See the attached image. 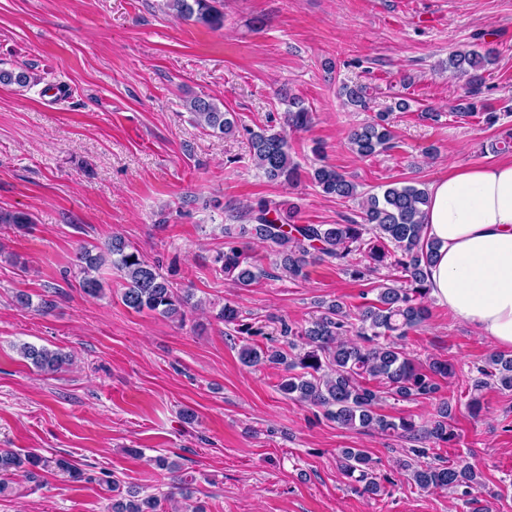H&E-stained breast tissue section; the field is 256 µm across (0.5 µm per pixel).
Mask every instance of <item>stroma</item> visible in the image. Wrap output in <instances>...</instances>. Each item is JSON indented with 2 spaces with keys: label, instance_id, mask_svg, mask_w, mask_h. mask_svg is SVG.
<instances>
[{
  "label": "stroma",
  "instance_id": "stroma-1",
  "mask_svg": "<svg viewBox=\"0 0 512 512\" xmlns=\"http://www.w3.org/2000/svg\"><path fill=\"white\" fill-rule=\"evenodd\" d=\"M160 0H0V69H27L26 87L0 84V211L30 216L0 224V448L61 455L91 474L73 482L43 472L0 497V512H107L96 477L163 495L172 477L150 459L166 455L194 476L206 512H512V392L483 390L469 402L476 367L495 348L429 302L430 316L401 342L417 366L453 365L437 398L384 395L377 411L419 424L440 400L452 406L458 437L440 453L480 472L472 503L422 490L401 474L404 439L362 432L280 394L282 368L244 365L235 325L276 334L279 321L307 326L319 301L362 304L374 281L316 262L306 279L285 277L267 244L249 254L259 269L246 288L226 280L214 258L231 212L259 199L294 201L302 224L359 218L362 196L393 183L430 187L453 164H489L512 132V0H224L214 31L160 11ZM491 51L494 62L465 75L447 71L450 52ZM363 85L368 110L345 105L342 85ZM63 85L67 95L55 99ZM311 109L308 128L289 132L300 179L267 180L245 136L198 128L185 109L213 98L239 123L264 125L286 109L283 94ZM468 97L500 115L458 117ZM410 108L402 112L399 101ZM388 113L393 138L368 158L349 132ZM353 179L340 199L311 179L316 157ZM121 237L203 309L179 323L137 312L120 298L111 266L104 295L82 293V248ZM31 299L16 303V294ZM55 308L36 311L44 299ZM28 342L74 356L47 375L16 351ZM194 413L185 419L184 410ZM361 448L394 480L385 495L352 491L342 449Z\"/></svg>",
  "mask_w": 512,
  "mask_h": 512
}]
</instances>
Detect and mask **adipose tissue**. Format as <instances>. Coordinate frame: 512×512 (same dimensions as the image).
<instances>
[{
	"instance_id": "1",
	"label": "adipose tissue",
	"mask_w": 512,
	"mask_h": 512,
	"mask_svg": "<svg viewBox=\"0 0 512 512\" xmlns=\"http://www.w3.org/2000/svg\"><path fill=\"white\" fill-rule=\"evenodd\" d=\"M423 222L438 244L430 297L492 345L512 348V158L450 165L430 187Z\"/></svg>"
}]
</instances>
